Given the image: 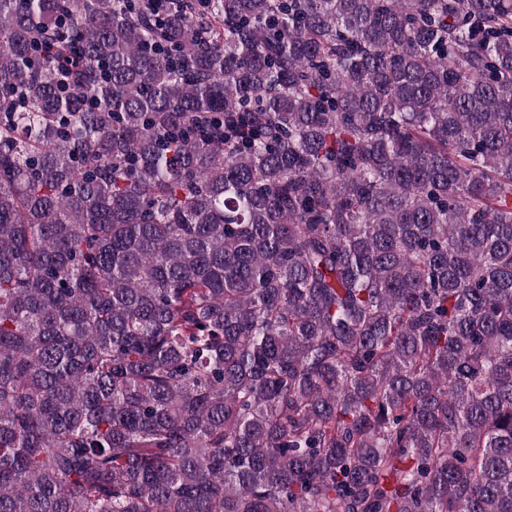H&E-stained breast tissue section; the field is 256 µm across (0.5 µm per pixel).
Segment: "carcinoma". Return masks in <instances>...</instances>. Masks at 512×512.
Segmentation results:
<instances>
[{"label": "carcinoma", "instance_id": "carcinoma-1", "mask_svg": "<svg viewBox=\"0 0 512 512\" xmlns=\"http://www.w3.org/2000/svg\"><path fill=\"white\" fill-rule=\"evenodd\" d=\"M0 512H512V0H0Z\"/></svg>", "mask_w": 512, "mask_h": 512}]
</instances>
